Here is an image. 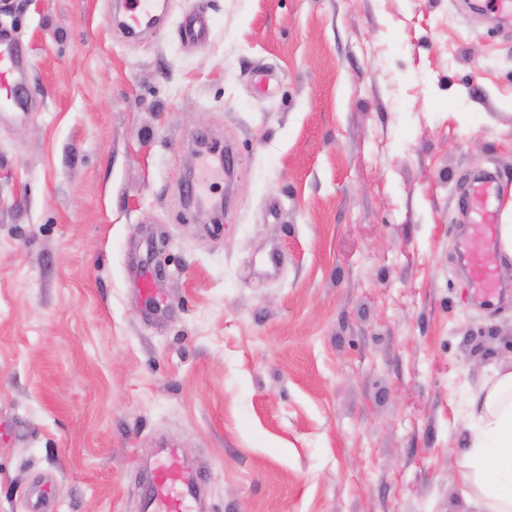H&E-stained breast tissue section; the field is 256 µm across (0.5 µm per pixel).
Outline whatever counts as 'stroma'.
I'll return each instance as SVG.
<instances>
[{"label": "stroma", "instance_id": "1", "mask_svg": "<svg viewBox=\"0 0 512 512\" xmlns=\"http://www.w3.org/2000/svg\"><path fill=\"white\" fill-rule=\"evenodd\" d=\"M166 3L133 38L113 0H0L36 90L0 116V512H139L164 444L211 512H466L448 458L512 355V268L474 300L458 194L492 171L512 199V26L465 0ZM206 135L234 151L219 218L186 204ZM213 29L211 18L204 12L186 13L179 26L182 36L192 39L201 46L206 45ZM138 290L141 295L146 297L149 301V308L153 314L162 311L166 304V297L164 289L160 288V279L150 270H142L139 274Z\"/></svg>", "mask_w": 512, "mask_h": 512}]
</instances>
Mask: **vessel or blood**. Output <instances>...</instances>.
Returning <instances> with one entry per match:
<instances>
[{
  "instance_id": "obj_1",
  "label": "vessel or blood",
  "mask_w": 512,
  "mask_h": 512,
  "mask_svg": "<svg viewBox=\"0 0 512 512\" xmlns=\"http://www.w3.org/2000/svg\"><path fill=\"white\" fill-rule=\"evenodd\" d=\"M159 0H124V26L139 32L154 28L159 17ZM213 23L203 12L186 13L179 26L182 36L199 44H207ZM35 102L34 91L27 80L25 54L21 47L0 35V104L13 111H28ZM498 183L486 174L470 179L463 191L461 205L470 232L464 249L470 257L469 285L485 305L494 304L500 282L496 269V238L499 222L495 200ZM138 290L149 301L151 312L162 311L166 297L156 273L141 271ZM201 479L191 466L177 462L173 449L161 448L152 465L139 497L140 512H198L201 505Z\"/></svg>"
}]
</instances>
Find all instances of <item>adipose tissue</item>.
Instances as JSON below:
<instances>
[{
  "label": "adipose tissue",
  "instance_id": "1",
  "mask_svg": "<svg viewBox=\"0 0 512 512\" xmlns=\"http://www.w3.org/2000/svg\"><path fill=\"white\" fill-rule=\"evenodd\" d=\"M470 434L452 466L468 512H512V361L501 362L473 395Z\"/></svg>",
  "mask_w": 512,
  "mask_h": 512
}]
</instances>
